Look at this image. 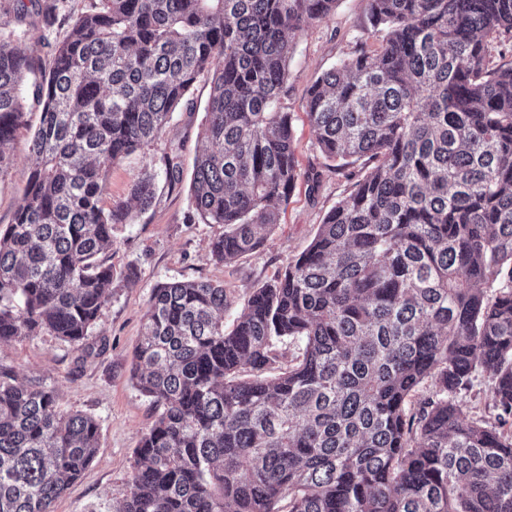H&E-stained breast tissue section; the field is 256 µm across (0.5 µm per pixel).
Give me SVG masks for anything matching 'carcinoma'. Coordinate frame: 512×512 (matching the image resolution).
Here are the masks:
<instances>
[{
	"instance_id": "carcinoma-1",
	"label": "carcinoma",
	"mask_w": 512,
	"mask_h": 512,
	"mask_svg": "<svg viewBox=\"0 0 512 512\" xmlns=\"http://www.w3.org/2000/svg\"><path fill=\"white\" fill-rule=\"evenodd\" d=\"M66 0L35 85L41 119L13 222L0 229V342L73 348L112 295L106 253L127 203L112 165L164 139L214 59L190 190L224 231L212 261L257 250L300 176L279 106L292 40L339 0ZM380 38L319 76L306 115L352 189L301 254L252 289L232 328L210 281L153 290L130 379L159 409L113 512H512V0H369ZM40 56L0 36L3 147ZM164 180L182 181L179 156ZM155 176L131 197L148 208ZM488 378L495 420L464 395ZM99 424L0 369V512H54Z\"/></svg>"
}]
</instances>
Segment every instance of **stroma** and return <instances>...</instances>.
<instances>
[{
  "instance_id": "35a3bbf8",
  "label": "stroma",
  "mask_w": 512,
  "mask_h": 512,
  "mask_svg": "<svg viewBox=\"0 0 512 512\" xmlns=\"http://www.w3.org/2000/svg\"><path fill=\"white\" fill-rule=\"evenodd\" d=\"M367 13L368 0H339L335 12L306 27L293 40L291 78L281 105L294 118L301 171L320 172L322 182L314 191L306 179L298 180L285 213L263 247L229 264L214 263L210 242L222 233V226L191 219L192 170L211 95V78L202 76L190 91L187 108L174 113L169 140L142 148L109 173L105 203L129 200L134 180L145 173H160L170 143L180 146L181 188L172 191L159 185L150 207H133L130 222L113 230L108 261L114 271V288L89 338L94 352L83 354L47 334L0 343L1 367L12 370L19 379L53 390L64 409L92 415L100 426L99 448L91 466L56 501L55 512H112L113 503L126 491L134 449L157 415L149 398L129 377L154 288L185 280L223 285L228 302L224 324L232 326L252 288L283 272L289 259L308 247L323 215L350 191V179L335 172L332 161L319 151L305 107L307 89L318 76L376 46V38L364 30ZM26 110L28 128L20 130L1 150L8 166L0 174V228L12 222L36 164L30 145L40 111L31 104ZM131 269L136 270L138 279L129 285L123 277Z\"/></svg>"
}]
</instances>
